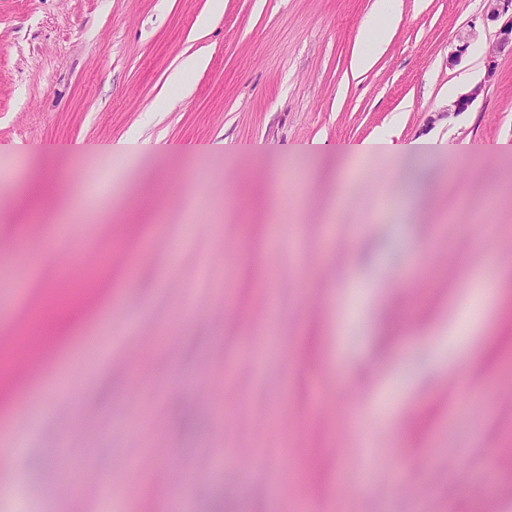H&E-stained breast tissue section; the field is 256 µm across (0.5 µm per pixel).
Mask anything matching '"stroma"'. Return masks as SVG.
I'll return each instance as SVG.
<instances>
[{
  "mask_svg": "<svg viewBox=\"0 0 512 512\" xmlns=\"http://www.w3.org/2000/svg\"><path fill=\"white\" fill-rule=\"evenodd\" d=\"M210 8L0 0V247L21 256L45 167L68 185L65 204L43 203L47 224L71 238L39 243L47 267L160 229L132 281L99 283L120 301L68 384L0 412L24 471L0 512H512V258L489 263L484 245L512 244V151L498 148L512 144V53H494L482 0H399L363 73L379 0H224L196 37ZM196 53L206 67L175 85ZM374 136L446 142L425 164L438 192L415 195L388 158L336 153ZM138 137L172 151L107 150ZM160 180L167 196L151 193ZM228 248L247 263L225 268ZM286 408L305 416L270 433ZM294 448L324 457L307 496L281 481ZM149 454L165 469L106 493Z\"/></svg>",
  "mask_w": 512,
  "mask_h": 512,
  "instance_id": "1",
  "label": "stroma"
}]
</instances>
